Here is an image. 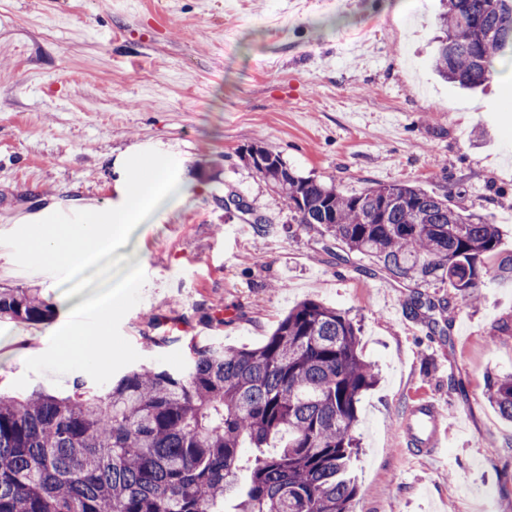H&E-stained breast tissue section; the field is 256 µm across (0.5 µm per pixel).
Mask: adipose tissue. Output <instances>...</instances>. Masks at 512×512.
<instances>
[{
  "mask_svg": "<svg viewBox=\"0 0 512 512\" xmlns=\"http://www.w3.org/2000/svg\"><path fill=\"white\" fill-rule=\"evenodd\" d=\"M123 168L119 203L107 209L86 205L80 227L60 232L48 214L28 218L20 242L35 245L43 256L42 263L28 267V274L46 276L111 250L126 225L148 224L179 209L193 188L189 179L167 175L161 162L142 163L136 152L125 160Z\"/></svg>",
  "mask_w": 512,
  "mask_h": 512,
  "instance_id": "ef3b65f1",
  "label": "adipose tissue"
}]
</instances>
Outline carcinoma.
<instances>
[{
    "instance_id": "carcinoma-1",
    "label": "carcinoma",
    "mask_w": 512,
    "mask_h": 512,
    "mask_svg": "<svg viewBox=\"0 0 512 512\" xmlns=\"http://www.w3.org/2000/svg\"><path fill=\"white\" fill-rule=\"evenodd\" d=\"M501 0H442L438 74L481 87L512 70V13ZM253 168L299 224L419 287L475 293L497 225L448 192L396 184L345 195L258 147ZM53 314L31 288L0 289V317ZM179 373L141 366L104 397L0 396V512H352L361 395L378 382L346 313L309 298L257 348L190 345ZM512 422V374L488 382Z\"/></svg>"
}]
</instances>
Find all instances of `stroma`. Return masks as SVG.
Returning a JSON list of instances; mask_svg holds the SVG:
<instances>
[{
  "label": "stroma",
  "instance_id": "35a3bbf8",
  "mask_svg": "<svg viewBox=\"0 0 512 512\" xmlns=\"http://www.w3.org/2000/svg\"><path fill=\"white\" fill-rule=\"evenodd\" d=\"M439 0H0V288H37L39 323L0 319V394L105 392L126 371L185 369L189 346L255 348L314 298L359 327L379 384L359 404L354 512H512V423L485 397L512 374V80L464 91L435 73ZM369 26L368 44L353 32ZM261 145L354 194L451 190L500 231L477 298L414 310L417 288L297 224L245 159ZM163 152L197 184L111 252L46 280L10 246L57 201L116 203V159ZM131 287H121L123 279ZM104 332L106 365H60L75 324ZM38 350L19 359L20 334ZM167 336L164 347L151 337ZM466 411L436 459L408 453L414 396Z\"/></svg>",
  "mask_w": 512,
  "mask_h": 512
}]
</instances>
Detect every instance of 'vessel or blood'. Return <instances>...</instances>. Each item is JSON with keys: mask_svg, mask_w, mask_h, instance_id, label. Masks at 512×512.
<instances>
[{"mask_svg": "<svg viewBox=\"0 0 512 512\" xmlns=\"http://www.w3.org/2000/svg\"><path fill=\"white\" fill-rule=\"evenodd\" d=\"M450 415L426 395L414 397L404 417L407 443L418 456H438L448 445Z\"/></svg>", "mask_w": 512, "mask_h": 512, "instance_id": "b4317fda", "label": "vessel or blood"}]
</instances>
